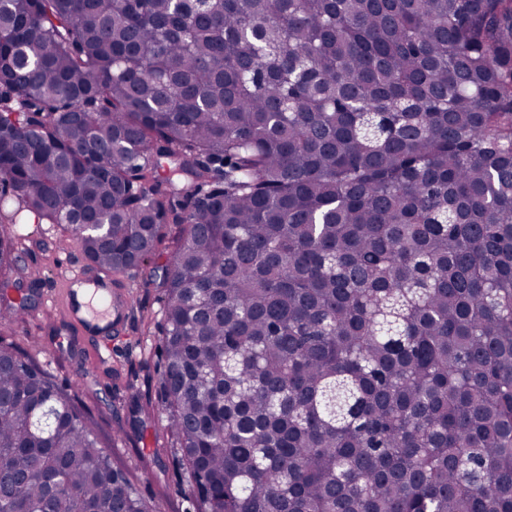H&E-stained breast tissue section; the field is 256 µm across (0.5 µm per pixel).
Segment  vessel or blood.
<instances>
[{
  "mask_svg": "<svg viewBox=\"0 0 512 512\" xmlns=\"http://www.w3.org/2000/svg\"><path fill=\"white\" fill-rule=\"evenodd\" d=\"M64 309L69 322L87 343H96L111 331L110 321L126 309V295L111 280L93 278L80 267L63 279Z\"/></svg>",
  "mask_w": 512,
  "mask_h": 512,
  "instance_id": "vessel-or-blood-1",
  "label": "vessel or blood"
}]
</instances>
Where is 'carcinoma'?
<instances>
[{
  "label": "carcinoma",
  "instance_id": "cac0c4a2",
  "mask_svg": "<svg viewBox=\"0 0 512 512\" xmlns=\"http://www.w3.org/2000/svg\"><path fill=\"white\" fill-rule=\"evenodd\" d=\"M9 193L119 288L173 232L195 512H512V0H0ZM0 396V512H160L31 352Z\"/></svg>",
  "mask_w": 512,
  "mask_h": 512
}]
</instances>
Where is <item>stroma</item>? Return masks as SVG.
<instances>
[{
  "instance_id": "1",
  "label": "stroma",
  "mask_w": 512,
  "mask_h": 512,
  "mask_svg": "<svg viewBox=\"0 0 512 512\" xmlns=\"http://www.w3.org/2000/svg\"><path fill=\"white\" fill-rule=\"evenodd\" d=\"M14 197L0 200V214L16 215ZM12 230L23 243L22 263L35 281L36 302L29 319L0 326L7 341L30 350L39 364L67 383L94 414L114 466L127 471L145 496L163 505V512H192L186 486L171 465L173 441L160 421H133L132 401L148 402L158 379V292L151 282V265L128 283L127 317L112 340L107 356L95 357L72 332L60 307L47 298L65 265L86 259L78 245L50 224L16 215Z\"/></svg>"
}]
</instances>
